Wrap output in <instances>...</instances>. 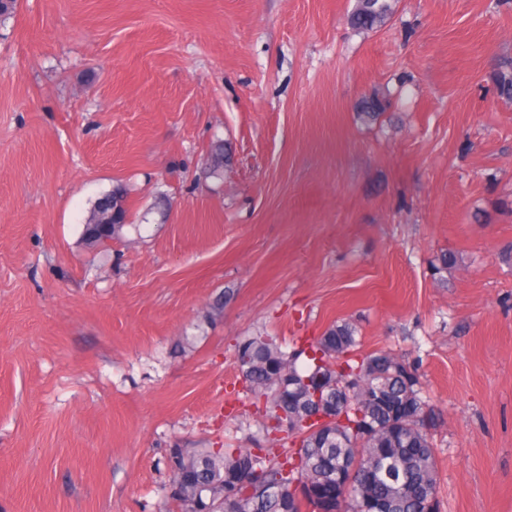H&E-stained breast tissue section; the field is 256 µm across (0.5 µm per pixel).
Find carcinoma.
<instances>
[{
    "mask_svg": "<svg viewBox=\"0 0 512 512\" xmlns=\"http://www.w3.org/2000/svg\"><path fill=\"white\" fill-rule=\"evenodd\" d=\"M395 2L356 0L349 23L356 30L383 27ZM495 82L498 94L512 100V65L498 69ZM127 224L126 192L117 185L94 201L83 240L107 247ZM359 346L349 322L293 353L267 332L238 341L237 369L264 409L260 431L283 433L276 441L295 449H173L170 496L183 512H315L305 490L325 482L348 488L341 512H435L438 474L415 370L388 351L361 355ZM319 377L326 409L344 419L309 433L303 421L316 410L310 388ZM280 410L295 432L269 425Z\"/></svg>",
    "mask_w": 512,
    "mask_h": 512,
    "instance_id": "1",
    "label": "carcinoma"
}]
</instances>
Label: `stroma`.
<instances>
[{"label":"stroma","instance_id":"1","mask_svg":"<svg viewBox=\"0 0 512 512\" xmlns=\"http://www.w3.org/2000/svg\"><path fill=\"white\" fill-rule=\"evenodd\" d=\"M355 3L0 24V512H180L172 449L268 445L237 341L342 321L416 368L438 512H512V0H397L370 31ZM117 184L129 224L88 248ZM118 198L119 207L117 210L121 213L123 222L116 223L112 217V225L109 230L95 233L94 228L99 224H107L109 220V212L112 210V200ZM110 203L111 207L107 206ZM128 224V206L125 190L117 185L112 190L103 193L93 203L84 223H83V240L92 247H108L112 239L122 235L123 229ZM106 234L105 236H103Z\"/></svg>","mask_w":512,"mask_h":512}]
</instances>
